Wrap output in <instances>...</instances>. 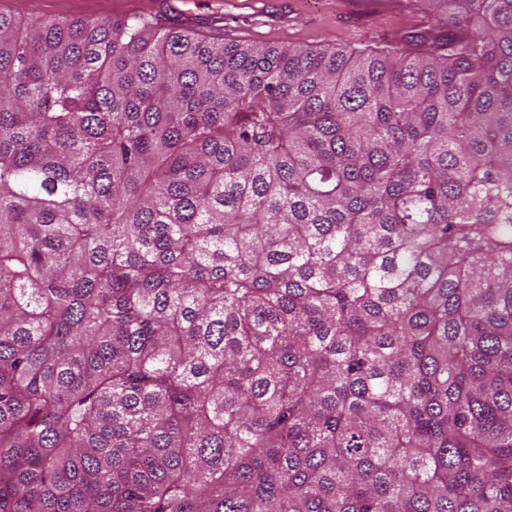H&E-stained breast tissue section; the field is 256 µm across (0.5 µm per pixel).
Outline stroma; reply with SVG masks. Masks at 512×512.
I'll return each mask as SVG.
<instances>
[{"instance_id": "obj_1", "label": "stroma", "mask_w": 512, "mask_h": 512, "mask_svg": "<svg viewBox=\"0 0 512 512\" xmlns=\"http://www.w3.org/2000/svg\"><path fill=\"white\" fill-rule=\"evenodd\" d=\"M134 0H39L44 17L112 18L131 14ZM231 24L225 40L313 49L407 47L411 34L433 23L429 0H298L295 21L269 24L265 0H223Z\"/></svg>"}]
</instances>
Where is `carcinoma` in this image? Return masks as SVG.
Masks as SVG:
<instances>
[{
    "label": "carcinoma",
    "mask_w": 512,
    "mask_h": 512,
    "mask_svg": "<svg viewBox=\"0 0 512 512\" xmlns=\"http://www.w3.org/2000/svg\"><path fill=\"white\" fill-rule=\"evenodd\" d=\"M432 3L0 12V512H512V0ZM135 13L141 14L158 24H168L171 20L179 19L192 23L195 15L189 9L182 7L195 4L194 0H143ZM224 41H256L274 46L304 45L345 51L366 45L379 48L408 46L409 36L434 22L429 0H294L298 18L271 25L265 17L267 1L220 0Z\"/></svg>",
    "instance_id": "1"
}]
</instances>
